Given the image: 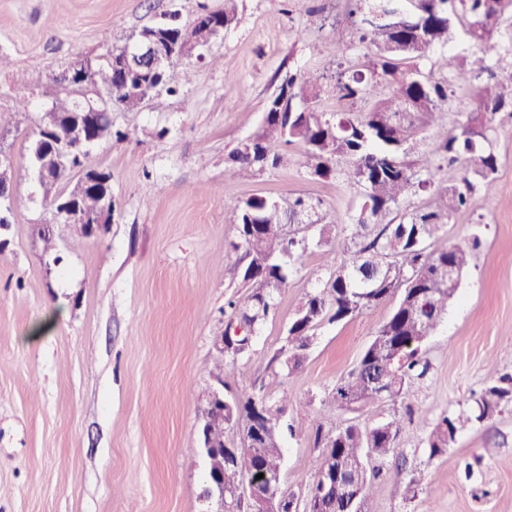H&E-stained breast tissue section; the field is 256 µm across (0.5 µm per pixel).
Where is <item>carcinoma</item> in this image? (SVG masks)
I'll return each mask as SVG.
<instances>
[{"label":"carcinoma","instance_id":"cac0c4a2","mask_svg":"<svg viewBox=\"0 0 512 512\" xmlns=\"http://www.w3.org/2000/svg\"><path fill=\"white\" fill-rule=\"evenodd\" d=\"M410 12L414 24L396 21L392 25L364 27L362 39L377 49L371 63V84L359 72L345 73L339 79L343 100L373 95V103L364 112L343 111L336 119H327L308 106L319 97L323 77L299 73L286 77L279 93L270 101L262 135L252 139L251 152L236 150L235 161L244 167H275L281 160L280 147L292 141L305 145L311 173L328 178L337 173L351 185L364 189L362 216L355 224L342 225L348 257L336 266L325 287L307 295L288 328L284 344L271 363L282 369L298 367L311 341L312 329L321 321L341 322L353 318L389 297L399 300L388 320L363 351L356 367L334 391L330 405L353 411L384 400L403 397L416 376L423 375L421 350L435 333L448 311V267L466 273L473 250L479 245L475 236L466 244L441 252L429 250L428 242L447 227L449 218L471 206L475 193L491 195L498 157L492 147L495 115L512 106V84L486 83L476 87V108L451 133L414 161L420 134L442 120L452 86L468 87L472 72L465 59L450 63V82L423 81L414 70L399 69L398 56L387 53L388 45L403 40L408 45L405 58L424 57L432 48L448 44L453 35L454 15L469 18L467 34L486 56L499 52L502 24L512 20V0H412ZM160 34L171 43L211 42V30L203 24L183 27L175 22L178 13L169 14ZM130 58L127 77L113 73L112 66L101 63L84 72L76 70L75 86L67 96L53 101V110L73 112L76 95L99 88H112V101L129 105L149 86L161 85L176 92L180 73L155 76L145 84L138 61V47L116 50ZM415 105L412 112L401 111L402 101ZM443 157L461 164V185L442 187L433 180L434 159ZM64 173L55 167L51 179L40 185L43 199L52 203L67 187ZM436 195L435 206L413 214L399 224L388 221L390 212L424 189ZM80 210L95 213L112 208V199L103 193L88 191L78 202ZM308 204L301 197L280 200L254 197L225 205L229 220L238 225L248 262L238 276L250 293L245 303L229 301L231 310L223 336L234 325L245 324L252 330L268 316L276 293L287 283L288 271L303 263L309 248L306 237L298 236L301 214ZM240 353L225 347L217 351L214 377L220 379L227 358ZM512 401V387L491 384L475 398L469 411L445 415L427 436L430 455L441 454L456 442L458 433L468 424L490 418L501 404ZM224 424L239 419L246 422L248 451L224 468V489L234 494L239 478L257 466L278 471L283 461L281 416L284 407L271 403L265 393L241 390L226 399ZM260 417L270 424L265 434H252L250 421ZM400 429L397 419L360 429L354 424L340 425L325 434L317 433L318 456L313 486H321L332 467L349 466L355 470L360 496L353 509L364 512L370 478L371 457L389 454L395 448Z\"/></svg>","mask_w":512,"mask_h":512}]
</instances>
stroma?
<instances>
[{"label":"stroma","mask_w":512,"mask_h":512,"mask_svg":"<svg viewBox=\"0 0 512 512\" xmlns=\"http://www.w3.org/2000/svg\"><path fill=\"white\" fill-rule=\"evenodd\" d=\"M235 16L203 57L184 59L176 94L128 110L113 107L112 134L89 157L111 174L112 220L71 245L68 225L27 169V148L56 81L81 59L99 60L133 34L179 12L188 24L224 0H0V112H17L16 91L33 106L0 129L12 167V215L0 226V512H206L208 460L200 448L215 340L230 299H245L236 269L245 264L224 203L252 197L307 199L339 224L361 214L363 192L341 176H313L300 142L282 162L244 168L240 145L262 134L269 99L289 72L324 74L314 111L363 112L372 97L340 99L335 75L367 70L375 49L363 40L354 0H234ZM415 60L423 74L451 77L445 60L465 58L476 84L512 82V27L495 58L467 34ZM495 202L475 196L433 240L435 251L479 234L448 316L422 349L429 364L407 394L353 412L327 400L357 364L396 304L313 331L305 360L291 371L269 363L306 296L324 286L334 253L310 247L290 270L277 305L251 346L231 357L225 394L263 382L287 400L280 481L302 492L316 478L317 429L368 428L399 417L394 452L372 458L365 512H512V402L458 433L437 456L426 445L443 415L469 408L490 384L489 368L512 377V109L496 118ZM52 225L56 251L36 235Z\"/></svg>","instance_id":"1"}]
</instances>
